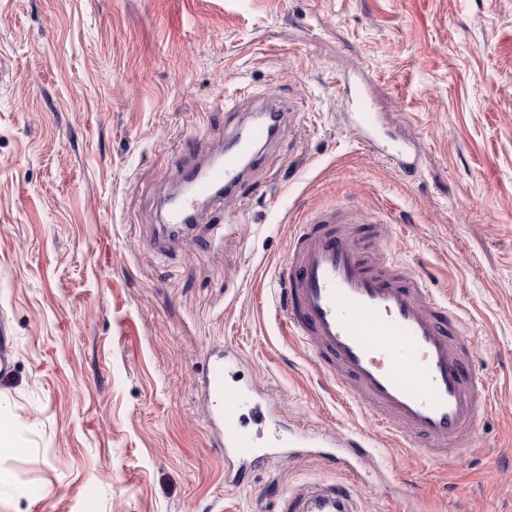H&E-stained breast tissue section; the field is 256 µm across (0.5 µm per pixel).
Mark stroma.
<instances>
[{"label": "stroma", "mask_w": 512, "mask_h": 512, "mask_svg": "<svg viewBox=\"0 0 512 512\" xmlns=\"http://www.w3.org/2000/svg\"><path fill=\"white\" fill-rule=\"evenodd\" d=\"M355 78L409 177L345 124ZM289 111L239 195L156 244L165 196L255 100ZM383 227L384 259L458 318L491 400L427 462L342 401L276 313L295 224ZM224 242L208 247L211 225ZM0 512H279L304 483L354 512H512V0H0ZM290 425L362 441L270 459L248 485L215 445L210 354Z\"/></svg>", "instance_id": "stroma-1"}]
</instances>
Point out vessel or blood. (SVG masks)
<instances>
[{"label":"vessel or blood","mask_w":512,"mask_h":512,"mask_svg":"<svg viewBox=\"0 0 512 512\" xmlns=\"http://www.w3.org/2000/svg\"><path fill=\"white\" fill-rule=\"evenodd\" d=\"M343 89L352 107L347 121L361 142L402 173L415 172V154L384 140L379 116L358 86L347 78ZM283 118L280 110L266 113L221 150L196 141L193 149L204 159L203 174L165 211L161 234L177 241L193 238L188 217L196 215L200 204L215 201L217 187H236L242 158H259ZM337 222L335 212L323 211L296 225L280 276L279 312L289 333L307 343L318 365L329 371L343 399L368 401L379 427L433 460L434 449L463 442L471 433L482 393L457 338V318L419 275L373 259L384 241L381 228L355 241ZM230 361L224 354L210 356L203 384L216 445L239 459L233 480L244 484L259 456L241 422L242 411L268 421L272 450L288 447V429L271 408L263 407L256 390L228 386ZM351 508L344 488L308 484L283 497L281 512Z\"/></svg>","instance_id":"1"}]
</instances>
